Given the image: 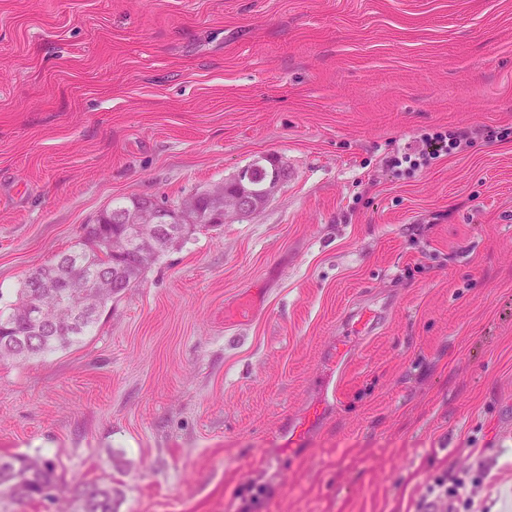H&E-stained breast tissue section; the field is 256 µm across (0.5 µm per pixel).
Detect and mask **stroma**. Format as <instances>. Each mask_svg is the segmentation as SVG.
<instances>
[{
  "label": "stroma",
  "mask_w": 512,
  "mask_h": 512,
  "mask_svg": "<svg viewBox=\"0 0 512 512\" xmlns=\"http://www.w3.org/2000/svg\"><path fill=\"white\" fill-rule=\"evenodd\" d=\"M266 156L263 208L0 361V454L113 512H425L442 474L512 512V0H0V307L112 205ZM75 489L81 502V512H113L110 484L90 481L79 483Z\"/></svg>",
  "instance_id": "1"
}]
</instances>
